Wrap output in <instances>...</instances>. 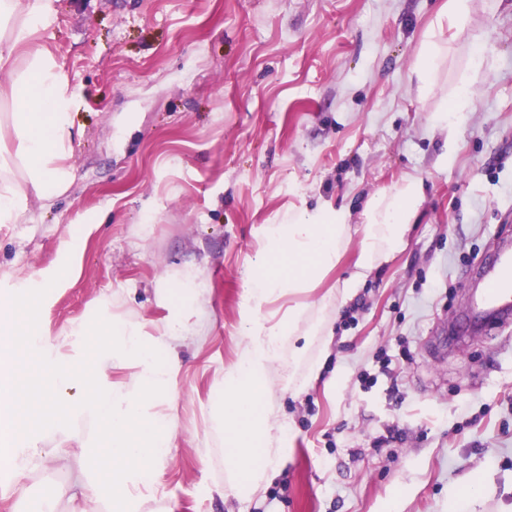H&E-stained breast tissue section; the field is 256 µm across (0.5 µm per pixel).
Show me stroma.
<instances>
[{"instance_id": "stroma-1", "label": "stroma", "mask_w": 512, "mask_h": 512, "mask_svg": "<svg viewBox=\"0 0 512 512\" xmlns=\"http://www.w3.org/2000/svg\"><path fill=\"white\" fill-rule=\"evenodd\" d=\"M444 0H56L48 42L80 86L75 180L0 226V293L51 283L48 336L68 334L112 298L124 318L160 326L166 291L194 274L196 336H177L175 433L138 512H448L481 482L469 512H512V324L473 332L458 316L473 263L512 233V0H470L448 39L436 90L414 75ZM484 77L454 134L451 105L473 46ZM425 202L405 249L343 305L325 299L354 252L312 292L329 337L307 357L319 378L274 389L288 466L239 497L212 424V387L231 365L247 276L271 225L345 209L402 177ZM78 270L57 282L71 235ZM52 461L0 478V512H43Z\"/></svg>"}]
</instances>
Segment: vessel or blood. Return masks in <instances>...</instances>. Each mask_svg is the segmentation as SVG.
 I'll list each match as a JSON object with an SVG mask.
<instances>
[{"instance_id":"b4317fda","label":"vessel or blood","mask_w":512,"mask_h":512,"mask_svg":"<svg viewBox=\"0 0 512 512\" xmlns=\"http://www.w3.org/2000/svg\"><path fill=\"white\" fill-rule=\"evenodd\" d=\"M481 290L472 301L470 317L476 321L506 322L512 319V248L501 247L493 263L475 265Z\"/></svg>"}]
</instances>
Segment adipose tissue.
Here are the masks:
<instances>
[{
	"mask_svg": "<svg viewBox=\"0 0 512 512\" xmlns=\"http://www.w3.org/2000/svg\"><path fill=\"white\" fill-rule=\"evenodd\" d=\"M469 10V0H448L431 26L417 69L424 91H433L434 76L448 55L445 25L461 27ZM57 20L55 0H0V73L9 76L0 84V129L11 140L0 149V225L21 223L31 199L59 196L73 181L70 158L78 135L73 112L80 89L45 44ZM423 200L422 180L409 175L371 195L359 225L348 224L339 210L315 218L300 215L271 229L248 277L253 306L236 359L217 382L212 404L213 427L224 435L239 493L258 491L256 460H263L265 474L271 475L288 459L270 399L282 345L290 344L298 363L307 342L324 333L312 304H294L274 322L264 307L317 288L353 243L356 270L337 282L336 296L356 294L369 272L407 245ZM193 284L189 276L176 287L181 310L160 334L108 313L76 326L82 338L77 355L66 339L43 333L45 283L34 280L19 292L0 293V470L13 473L16 495L25 494L24 478L49 457L69 484L47 489V512H57L65 498L94 504L98 512H133L141 489L155 484L175 431L159 407L172 395L178 367L169 340L196 333L186 314L198 300ZM118 365L131 368L129 381L112 382ZM77 416L97 424L93 442L109 459L101 471H93L88 443L71 426Z\"/></svg>",
	"mask_w": 512,
	"mask_h": 512,
	"instance_id": "obj_1",
	"label": "adipose tissue"
}]
</instances>
